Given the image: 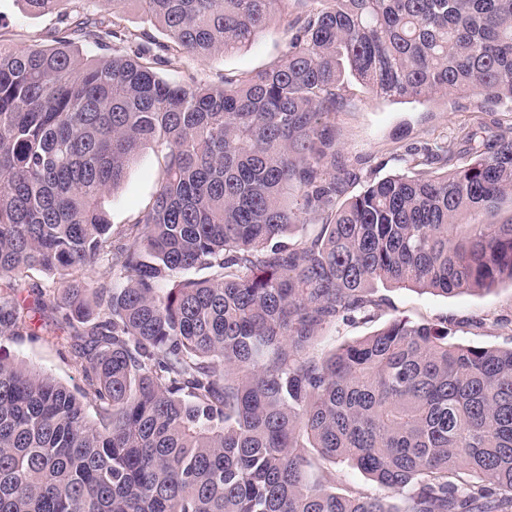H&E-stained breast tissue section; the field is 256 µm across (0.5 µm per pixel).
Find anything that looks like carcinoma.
I'll return each instance as SVG.
<instances>
[{
    "mask_svg": "<svg viewBox=\"0 0 512 512\" xmlns=\"http://www.w3.org/2000/svg\"><path fill=\"white\" fill-rule=\"evenodd\" d=\"M21 2L67 11L47 44L0 43V337L62 313L85 387L0 355V512H512V348L402 317L312 350L380 286L512 284V221L459 223L512 198V135L480 117L464 165L374 181L285 242L354 177L330 125L345 76L512 103V0H314L280 59L218 84L164 79L143 48L82 54L132 37L93 0ZM107 2L137 5L173 65L253 43L280 0ZM148 146L161 180L115 228L104 200ZM30 271L66 285L26 307ZM342 463L383 493L312 478Z\"/></svg>",
    "mask_w": 512,
    "mask_h": 512,
    "instance_id": "cac0c4a2",
    "label": "carcinoma"
}]
</instances>
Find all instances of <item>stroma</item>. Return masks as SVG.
Returning <instances> with one entry per match:
<instances>
[{
  "mask_svg": "<svg viewBox=\"0 0 512 512\" xmlns=\"http://www.w3.org/2000/svg\"><path fill=\"white\" fill-rule=\"evenodd\" d=\"M298 0H282L256 40L241 50L204 60L183 59L179 67L158 66L160 76L171 80L188 77L207 84L222 77H243L277 61L288 49L291 13L300 11ZM55 16L28 15L20 0H0V39L17 45L43 42L56 25ZM347 105L332 115L336 147L357 177L347 182L338 203L358 195L368 181L410 172L428 150L447 149L458 155L460 131L478 113L476 101L451 94L432 102L418 103L374 97L358 84L345 85ZM163 162L154 149H144L120 189L107 201L117 226L134 224L141 216L161 177ZM377 307L370 317L356 316L324 325L318 339L319 354L373 334L395 317L416 323L447 322L451 340L473 346L512 347V284L489 291L442 296L406 288H378ZM59 331L47 324L35 336L0 337V350L16 360L52 374L69 389L84 385L83 372L67 349L57 342Z\"/></svg>",
  "mask_w": 512,
  "mask_h": 512,
  "instance_id": "stroma-1",
  "label": "stroma"
}]
</instances>
